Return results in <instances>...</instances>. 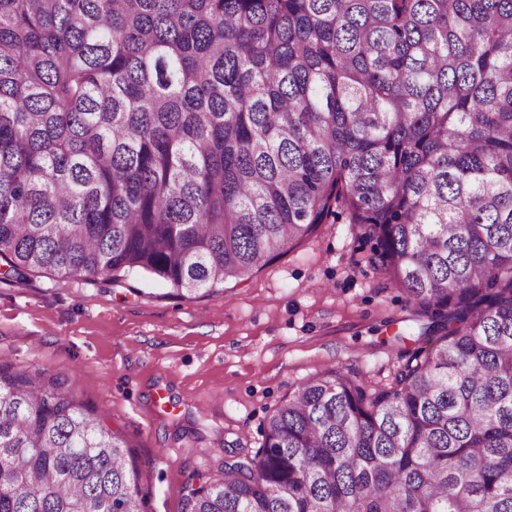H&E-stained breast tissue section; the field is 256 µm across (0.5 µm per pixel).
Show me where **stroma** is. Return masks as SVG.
I'll list each match as a JSON object with an SVG mask.
<instances>
[{
	"label": "stroma",
	"instance_id": "35a3bbf8",
	"mask_svg": "<svg viewBox=\"0 0 512 512\" xmlns=\"http://www.w3.org/2000/svg\"><path fill=\"white\" fill-rule=\"evenodd\" d=\"M371 254L340 215L220 296L180 298L140 273L0 274V356L62 378L104 413L145 512H185L187 484L254 456L300 382L338 368L385 384L416 347L407 295Z\"/></svg>",
	"mask_w": 512,
	"mask_h": 512
}]
</instances>
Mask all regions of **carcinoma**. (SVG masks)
Instances as JSON below:
<instances>
[{"instance_id":"carcinoma-1","label":"carcinoma","mask_w":512,"mask_h":512,"mask_svg":"<svg viewBox=\"0 0 512 512\" xmlns=\"http://www.w3.org/2000/svg\"><path fill=\"white\" fill-rule=\"evenodd\" d=\"M346 213L431 324L187 512H512V0H0V259L181 297ZM124 438L0 359V512H144Z\"/></svg>"}]
</instances>
